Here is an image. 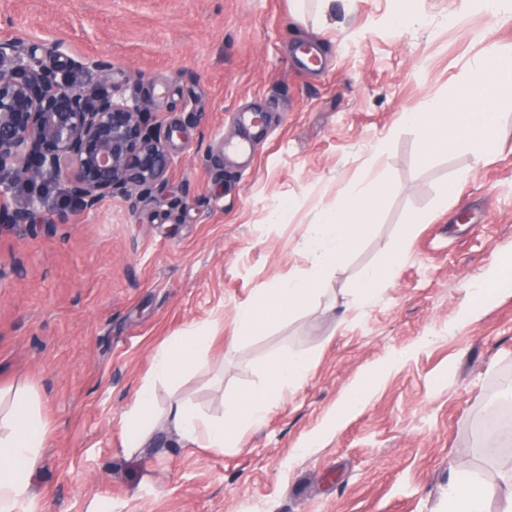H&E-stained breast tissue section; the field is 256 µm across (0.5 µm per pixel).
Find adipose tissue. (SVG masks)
<instances>
[{
    "mask_svg": "<svg viewBox=\"0 0 512 512\" xmlns=\"http://www.w3.org/2000/svg\"><path fill=\"white\" fill-rule=\"evenodd\" d=\"M496 80H489V71ZM512 85V57L495 49L486 50L474 67L465 90L469 104L459 109L450 98H435L425 108L400 113V124L424 135V153L432 155L462 143L478 151L492 142L491 112L505 85ZM387 189L382 171L369 174L366 184L354 187L335 209L320 213L301 241L311 267L302 277H291L267 289L253 303L236 313L240 336H252L268 323L288 317L318 296L329 274L336 269L378 220L377 199ZM402 248H393L376 264L363 270L353 285L360 304L371 306L380 283L391 279L402 261ZM209 330L195 329L166 341L153 357L151 378L141 386L124 414L126 446L143 447L160 413L154 381L178 384L188 374L205 368L204 354L210 344ZM312 359L289 353L271 360L267 384L255 393H243L224 402L225 417L208 420L185 400L171 405L169 414L177 434L192 443L203 442L221 451L237 447L242 434L259 425L269 408L288 390L297 388L308 376ZM47 443L46 425L39 401L28 387L0 388V512H29L33 470ZM493 485L456 472L448 481V512H487L495 496Z\"/></svg>",
    "mask_w": 512,
    "mask_h": 512,
    "instance_id": "adipose-tissue-1",
    "label": "adipose tissue"
}]
</instances>
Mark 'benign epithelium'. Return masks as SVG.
<instances>
[{"mask_svg":"<svg viewBox=\"0 0 512 512\" xmlns=\"http://www.w3.org/2000/svg\"><path fill=\"white\" fill-rule=\"evenodd\" d=\"M172 134L148 123L147 103L130 105L103 85H77L20 41L0 42V175L11 182H51L83 211L112 197L137 203L166 181ZM40 202L0 204V229L54 226L53 218L36 220Z\"/></svg>","mask_w":512,"mask_h":512,"instance_id":"1","label":"benign epithelium"}]
</instances>
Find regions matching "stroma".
Instances as JSON below:
<instances>
[{
  "label": "stroma",
  "mask_w": 512,
  "mask_h": 512,
  "mask_svg": "<svg viewBox=\"0 0 512 512\" xmlns=\"http://www.w3.org/2000/svg\"><path fill=\"white\" fill-rule=\"evenodd\" d=\"M394 0H333L327 27L291 18L290 0H0V39L147 102L174 128L168 179L130 206L41 209L64 221L0 231V387L37 395L47 446L34 469V512H447L454 470L512 494V455L489 454L482 418L512 399V290L461 321L467 285L512 252V96L496 106L498 145L423 154L401 112L448 97L495 44L512 51V17L423 0L426 23L396 28ZM318 46L322 64L295 54ZM270 129L246 169L226 139L241 103ZM388 190L359 248L323 293L257 336L237 308L308 270L299 247L372 168ZM429 214L430 223L414 224ZM405 257L373 306L354 302L361 271L394 245ZM213 336L205 371L172 388L219 418L224 399L261 388L274 357L310 355L303 383L218 452L158 430L125 451L123 416L167 339ZM381 387L340 427L348 387L384 361Z\"/></svg>",
  "instance_id": "stroma-1"
}]
</instances>
